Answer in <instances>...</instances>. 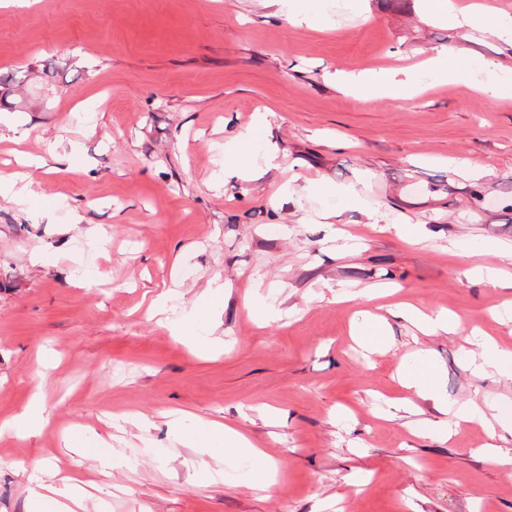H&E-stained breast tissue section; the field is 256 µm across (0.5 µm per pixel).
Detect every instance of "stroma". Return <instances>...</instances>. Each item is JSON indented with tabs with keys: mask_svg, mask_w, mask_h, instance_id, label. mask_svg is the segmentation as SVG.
Segmentation results:
<instances>
[{
	"mask_svg": "<svg viewBox=\"0 0 512 512\" xmlns=\"http://www.w3.org/2000/svg\"><path fill=\"white\" fill-rule=\"evenodd\" d=\"M477 2L482 30L422 0H299L301 25L280 0L0 8V175L37 179L33 201L0 197V422L38 386L53 414L0 435V512H26L36 465L89 474L85 512H512V464L482 452L512 380L476 343L512 348V44L490 28L512 0ZM448 45L453 80L424 63ZM390 68L405 98L348 84ZM169 289L182 313L213 299L210 348L148 314ZM401 304L458 329L423 335ZM364 311L386 344L358 342ZM422 354L485 415L448 441L412 432L438 417L399 378ZM177 416L244 428L269 489L174 440Z\"/></svg>",
	"mask_w": 512,
	"mask_h": 512,
	"instance_id": "stroma-1",
	"label": "stroma"
}]
</instances>
